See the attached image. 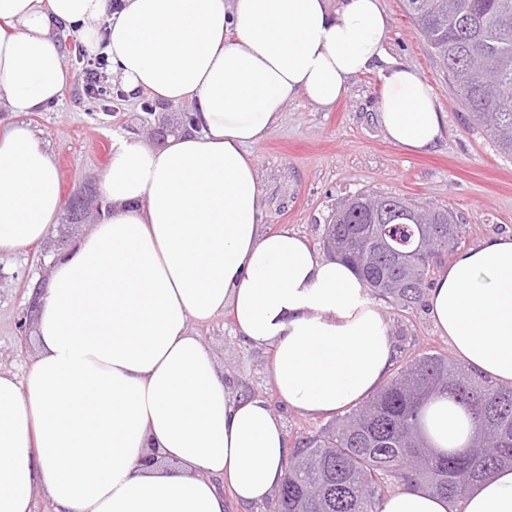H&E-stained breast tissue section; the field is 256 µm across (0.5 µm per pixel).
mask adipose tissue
Returning a JSON list of instances; mask_svg holds the SVG:
<instances>
[{
  "label": "adipose tissue",
  "mask_w": 512,
  "mask_h": 512,
  "mask_svg": "<svg viewBox=\"0 0 512 512\" xmlns=\"http://www.w3.org/2000/svg\"><path fill=\"white\" fill-rule=\"evenodd\" d=\"M107 19L112 80L188 105L182 132L151 147L112 139L98 220L53 265L41 291L37 354L24 379L0 372V512H226L263 502L289 453L270 404L236 393L193 327L230 313L273 351L282 404L330 418L374 395L393 365L386 316L348 265L303 235L263 231L251 147L288 100L333 108L375 71L386 138L436 149V97L390 58L382 0H0V109L36 112L69 83L58 27L95 42ZM64 200L53 154L28 124L0 127V256L56 231ZM427 310L472 371L512 383V235L458 252ZM447 398L428 408L437 452L464 440ZM155 462H146L149 452ZM380 512H512V469L461 505L396 489Z\"/></svg>",
  "instance_id": "ef3b65f1"
}]
</instances>
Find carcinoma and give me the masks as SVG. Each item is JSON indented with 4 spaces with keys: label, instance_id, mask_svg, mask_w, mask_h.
I'll use <instances>...</instances> for the list:
<instances>
[{
    "label": "carcinoma",
    "instance_id": "obj_1",
    "mask_svg": "<svg viewBox=\"0 0 512 512\" xmlns=\"http://www.w3.org/2000/svg\"><path fill=\"white\" fill-rule=\"evenodd\" d=\"M417 32L448 70L457 96L501 154L512 158V0H404ZM479 56L502 94H486L471 67ZM360 193L332 215L327 253L349 263L368 291L401 307L419 297L431 262L460 243L448 209L423 211L398 197ZM445 393L470 417L465 443L434 454L420 415ZM512 465V385L473 374L445 354H423L401 367L365 403L291 450L274 489L278 512H379L388 489L425 487L456 503L498 468Z\"/></svg>",
    "mask_w": 512,
    "mask_h": 512
}]
</instances>
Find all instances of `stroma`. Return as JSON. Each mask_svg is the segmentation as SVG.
Returning <instances> with one entry per match:
<instances>
[{"label":"stroma","mask_w":512,"mask_h":512,"mask_svg":"<svg viewBox=\"0 0 512 512\" xmlns=\"http://www.w3.org/2000/svg\"><path fill=\"white\" fill-rule=\"evenodd\" d=\"M389 18V54L413 67L429 84L443 114L445 136L435 152L411 154L387 141L377 107L385 92L378 73L351 80L332 111L317 110L305 98L289 100L275 131L252 155L261 188L260 208L268 229L288 228L322 249L324 226L333 211L361 192L411 200L423 210L450 209L464 224L461 248L512 232V159L499 154L457 96L447 70L417 34L402 0H383ZM63 65L71 75L61 100L23 114L54 154L64 197L100 188L110 160L112 137L137 135L162 146L179 127L183 106L166 105L149 115L140 99L104 105L82 81L75 48L81 32L59 28ZM85 231L59 224L57 234L10 258L0 259V372L24 377L36 351L32 333L37 314L29 307L32 289L49 285L52 260ZM379 305L395 340V366L431 353L451 354L447 337L435 328L424 299L408 307ZM196 333L212 351L224 380L239 393L265 398L280 418L288 444L328 426L325 417L281 404L270 373L272 353L246 344L229 315L199 325Z\"/></svg>","instance_id":"35a3bbf8"}]
</instances>
